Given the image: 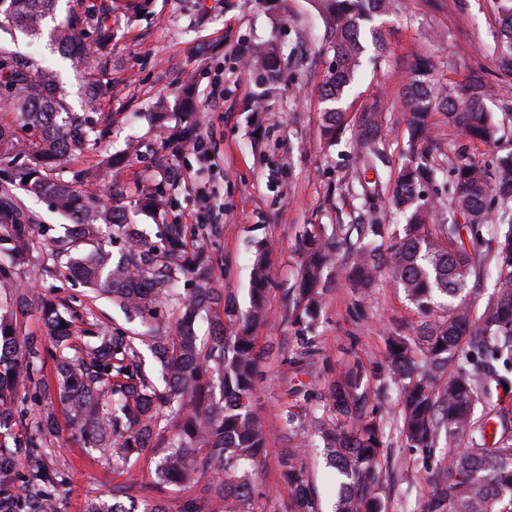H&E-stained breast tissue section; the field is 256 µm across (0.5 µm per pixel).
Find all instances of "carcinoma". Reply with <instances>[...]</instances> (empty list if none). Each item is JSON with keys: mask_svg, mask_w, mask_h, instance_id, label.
I'll return each mask as SVG.
<instances>
[{"mask_svg": "<svg viewBox=\"0 0 512 512\" xmlns=\"http://www.w3.org/2000/svg\"><path fill=\"white\" fill-rule=\"evenodd\" d=\"M58 0H9L0 13V31L38 34ZM389 0H314L324 25L332 67L320 84L324 109L321 134L328 146L351 131L360 160L358 185L363 194L382 197L406 214V224L366 225L362 242L336 240L328 245L320 233L309 232L301 246V270L292 290V322L313 327L325 295L324 271L343 256L351 287L363 291L383 273L426 317L433 318L422 335L395 333L388 337L390 377L400 391L398 431L411 448L429 452L445 441L448 452L431 473V495L425 512H512V213L495 207L512 200V149L497 157L493 168L468 158L445 168L421 146L432 140L433 113L459 128L471 141L497 140L504 120L484 104L485 85L473 75L456 90L435 77L426 58L411 65L401 98L407 118L405 162L393 182L371 181L369 171L384 162V104L375 100L355 123L346 121L344 102L359 73L369 34L376 50L384 47L381 18ZM96 33L102 51L112 44V0L83 6L79 14L54 26L50 38L78 70L89 65L83 29ZM501 64L512 74V0H502ZM282 51L271 42L253 52L263 79L272 82ZM7 80L12 106L26 124L39 132L40 145L17 169L0 171V279L24 262L36 234L47 233L35 223L24 197L47 199L73 222L55 240L56 257L66 258L65 280L105 295L140 328H115L93 344L75 345L76 315L54 298L19 294L20 303L36 305L53 351L60 401L73 413L86 445L112 449V462L129 467L132 458L166 452L156 470L164 485L193 484L209 471L228 476L215 492L224 512H247L253 494L254 466L266 447L267 432L252 405L259 373L253 331L264 320L270 283L268 249L258 248L251 273V304L240 313L224 304V289L213 278L203 240L207 227L188 233L185 224H168L173 208L165 181L145 187L141 205L156 219V240H148L129 224L125 214L78 190L116 169L136 154L103 157L95 168L72 172L64 179L54 171L63 160L96 150L105 130L90 125L73 111L59 92L56 75L38 62L14 60L0 43V78ZM108 82L101 64L88 86L85 108L98 104V87ZM23 145L0 126V161L11 160ZM448 175V212L421 198L425 185ZM29 182H24V178ZM122 237L125 249L115 261L107 242ZM496 271L493 291L481 310L467 300L470 282ZM224 305L215 317L212 335L202 342L196 323ZM229 324L230 334L224 333ZM152 357L146 367L144 353ZM41 344L20 334L13 316L0 313V433L26 415L21 405L52 402ZM363 375L355 364L334 385L330 404L311 418L288 413L283 427L291 432L311 425L326 442L327 452L342 477L336 512H381L376 468L386 447L385 427L364 411ZM219 388L221 399L211 398ZM179 421L167 436L162 422ZM58 438L55 417L39 416L34 432L13 438L14 449L0 450V472L22 469L25 496L11 500V512H61L53 488L64 482L49 469L47 442ZM280 475L296 489L295 512H319L309 474L290 449L280 459ZM122 502L101 503L91 512H166Z\"/></svg>", "mask_w": 512, "mask_h": 512, "instance_id": "carcinoma-1", "label": "carcinoma"}]
</instances>
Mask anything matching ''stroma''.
I'll return each mask as SVG.
<instances>
[{"label":"stroma","instance_id":"obj_1","mask_svg":"<svg viewBox=\"0 0 512 512\" xmlns=\"http://www.w3.org/2000/svg\"><path fill=\"white\" fill-rule=\"evenodd\" d=\"M499 0H393L385 19L387 50L366 62L345 101L348 114L364 111L374 99L385 103L388 133L384 177L401 165L408 139L397 107L415 58H428L441 81L464 85L482 71L494 87L491 112L512 110V78L501 76ZM114 39L108 56L111 74L103 86L95 120L106 137L96 152L65 162L60 175L94 166L102 155L123 150L127 141L141 145L92 191L117 208L131 207L139 185L160 176L156 159L168 155L179 174L168 216L178 224H209L213 273L226 301L239 312L249 306L251 260L259 242L269 241L271 284L266 316L255 331L261 376L254 403L271 433L255 477L254 512H291L293 486L280 477V455L296 447L308 466L323 512H333L335 472L326 463L323 441L314 428L298 434L282 427L290 412H312L328 401L329 387L353 364H361L370 384L369 405L386 425L388 448L379 466L382 512H423L429 472L443 448L424 454L407 446L396 429L398 393L388 380L386 339L392 332L410 336L420 316L402 290L377 277L365 299L349 288L342 263L325 272L329 289L312 331L313 352L300 358V328L290 323L291 290L300 271L299 242L311 224L343 225L351 238L362 235L368 207L350 191L360 166L350 136L334 147L320 139L323 104L318 87L331 60L321 39L322 21L313 0H114ZM276 41L284 56L281 76L262 86L243 65L238 49ZM53 70L73 109H80L89 71L72 70L48 35L19 36L13 46ZM438 153L464 152L493 166L501 147L512 145V130L501 143L471 142L434 114ZM193 126L194 139L169 149L173 133ZM212 164H204L202 154ZM47 240H39L10 279L0 280V306L10 309L23 335L44 339L40 315L16 301L19 288L58 296L77 310L75 327L127 326L111 301L82 286L66 284ZM53 411L61 441L48 464L65 478L57 492L62 512H87L90 504L111 500L121 487H132L140 504L182 512H224V502L206 489V479L159 491L153 486L156 458H140L130 469L115 467L110 453L83 445L73 436L61 405Z\"/></svg>","mask_w":512,"mask_h":512}]
</instances>
